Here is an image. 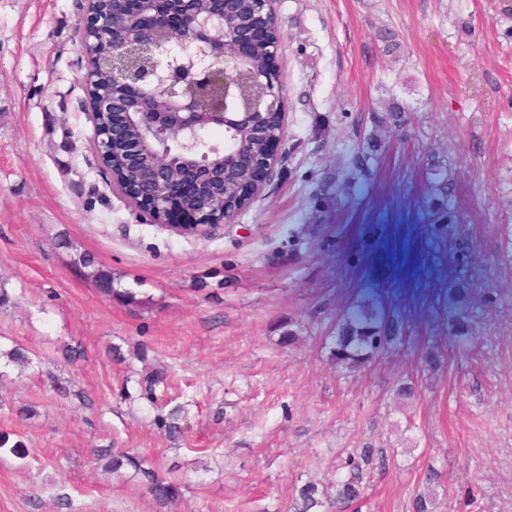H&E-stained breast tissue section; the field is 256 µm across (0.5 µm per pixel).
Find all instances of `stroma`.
<instances>
[{
  "mask_svg": "<svg viewBox=\"0 0 512 512\" xmlns=\"http://www.w3.org/2000/svg\"><path fill=\"white\" fill-rule=\"evenodd\" d=\"M280 27L284 134L269 181L212 236L181 235L112 187L89 120L82 26L88 0H0V432L29 455L0 457V512H294L298 488L335 492L362 444L383 447L347 512H512V297L470 354L424 368L460 303L498 281L471 233L507 221L512 188V0H269ZM401 48L386 55L381 30ZM409 105L413 140L393 147L318 246L288 255L336 160L388 99ZM449 150L466 220L433 204L419 145ZM94 255L140 307L103 295L76 266ZM379 304L399 351L355 371L329 361L323 298ZM295 329L287 343L283 333ZM80 347L75 396L49 386L55 349ZM146 347V362L135 353ZM164 367L189 433L170 439L131 376ZM415 385L411 402L395 396ZM27 405L34 416L19 419ZM144 453L184 487L158 504L132 468L105 472L96 448ZM434 483H426L428 470Z\"/></svg>",
  "mask_w": 512,
  "mask_h": 512,
  "instance_id": "stroma-1",
  "label": "stroma"
}]
</instances>
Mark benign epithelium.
<instances>
[{"instance_id":"obj_1","label":"benign epithelium","mask_w":512,"mask_h":512,"mask_svg":"<svg viewBox=\"0 0 512 512\" xmlns=\"http://www.w3.org/2000/svg\"><path fill=\"white\" fill-rule=\"evenodd\" d=\"M162 0H109L105 11H89L83 28V41H91L110 29L126 30L124 43L112 55L99 62L93 74L96 82H110L120 93L94 103L90 119L93 145L105 157L116 139L126 136V128L101 125L97 113L110 112L125 117L126 124L143 129V134L130 141L129 161L146 166V181L128 183L122 194L136 201L142 212L155 222L182 235L207 237L215 225L229 223L236 209L221 204L216 209L195 210L190 204L197 198L202 183L215 176L224 178L232 168L241 176H250L238 187V196L252 200L266 183L271 169L259 165L252 153L238 148L229 163L214 165L211 153L219 147L208 145L203 132L212 126L232 125L265 138L269 157L278 158L283 127L270 128L264 114L283 104L284 88L263 86L256 102L242 112H204L201 104L210 96L214 85H224L230 92L238 79L233 66L222 67L224 39L216 33L224 30L233 15L234 0H204L205 8L195 6L197 0H175L171 10L160 9ZM148 28H162L183 35L176 41L181 50L194 49L190 63L180 62V54L160 44H146L140 34ZM271 14L262 6L254 14L249 29L237 36L236 60L247 65L254 47L267 45L268 61L279 58V42L270 41ZM155 84L166 88L163 99L150 98Z\"/></svg>"}]
</instances>
